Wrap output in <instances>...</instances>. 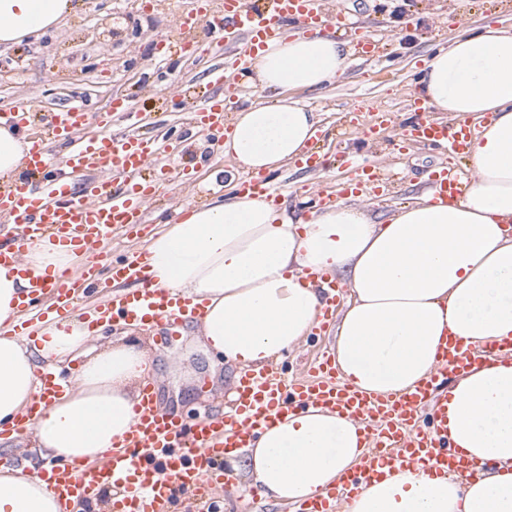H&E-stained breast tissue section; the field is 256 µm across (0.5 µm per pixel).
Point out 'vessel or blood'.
<instances>
[{
    "instance_id": "1",
    "label": "vessel or blood",
    "mask_w": 512,
    "mask_h": 512,
    "mask_svg": "<svg viewBox=\"0 0 512 512\" xmlns=\"http://www.w3.org/2000/svg\"><path fill=\"white\" fill-rule=\"evenodd\" d=\"M211 5L212 0H198L196 9L182 15L174 38L185 51L200 33L224 46L223 61L212 67L196 103L186 106L184 119L187 128L219 144L224 141L228 78L245 76L258 48L286 26L329 25L351 38L363 54L375 50L370 38L353 29L343 15L327 14L322 0H223L216 11ZM409 108L416 119L400 127L383 108L364 101L356 106L358 112H374L376 128H397L400 143L445 146L452 155L466 157L475 136L467 122L429 119L427 107L416 97L410 98ZM88 124L83 104L74 101L51 112L41 131L32 134L22 158V176L0 187V218L13 229L8 244L0 243V265L17 263L29 244L46 238L72 245L87 256L86 270L78 275H29L28 292L19 304L22 313L58 320L75 316L80 303L97 287L98 271L103 268L124 289L109 293L94 307L89 327L118 322L179 335L185 320L202 319V306L157 287L145 253L135 252L116 262L99 249L113 234L145 223L149 207L164 188L162 176L170 171L171 150L148 143L132 129L113 131L111 120L105 117L99 120L97 133L88 138L84 135ZM57 141L69 143L64 155L53 152ZM152 162L159 176L144 177ZM430 177L438 195L447 198L460 197L467 188L449 166L432 171ZM320 282L324 300L319 321L324 324L336 312L340 289L329 276H321ZM506 348L512 350V341L474 346L449 339L430 376L389 398L357 391L351 383L337 380L326 355L308 380H286L264 365L240 374L230 410L203 412L190 427L178 414L160 406L154 385L147 382L134 406L131 430L118 449L91 466L78 461L59 463L46 472L45 479L64 506L72 497L90 498L108 486L112 512H168L169 490L174 484L202 503L212 482L234 485L233 472L223 466L225 459L247 447L258 431L272 427L282 415L310 407L361 420L369 451L335 484L303 500L298 512H334L341 497L384 477L389 469L419 464L432 476H474L477 465L448 442L444 389L450 377L473 364L491 362ZM39 378L43 404L68 385L64 376L48 369Z\"/></svg>"
}]
</instances>
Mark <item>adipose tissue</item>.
I'll return each instance as SVG.
<instances>
[{"label":"adipose tissue","instance_id":"ef3b65f1","mask_svg":"<svg viewBox=\"0 0 512 512\" xmlns=\"http://www.w3.org/2000/svg\"><path fill=\"white\" fill-rule=\"evenodd\" d=\"M70 9L71 0H0V44L62 28ZM351 63L346 41L329 32L270 40L245 81L272 100L239 111L224 156L257 175L296 159L318 115L295 92L334 84ZM416 88L433 111L480 127L458 199L447 203L428 189L381 220L342 200L303 218L266 196L236 193L190 209L151 238L157 283L205 306L206 352L247 368L293 349L322 307L312 273L335 275L349 290L332 353L340 376L369 393L411 389L436 367L445 336L512 339V28L460 29L425 60ZM21 259V267H0V424L38 399L42 363L75 354L85 361L33 427L37 460L0 465V512H60L40 462L101 461L129 432L134 384L151 366L134 343L94 350L75 320L44 326L33 341L3 335L29 287L21 269L57 273L76 256L40 240ZM447 415L449 440L486 476L470 482L402 470L361 486L347 512H512V355L455 378ZM364 453L357 419L310 408L258 432L240 450L239 469L261 496L293 503L332 485Z\"/></svg>","mask_w":512,"mask_h":512}]
</instances>
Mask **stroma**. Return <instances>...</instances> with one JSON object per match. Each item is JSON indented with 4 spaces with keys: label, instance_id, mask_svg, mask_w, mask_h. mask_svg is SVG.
<instances>
[{
    "label": "stroma",
    "instance_id": "1",
    "mask_svg": "<svg viewBox=\"0 0 512 512\" xmlns=\"http://www.w3.org/2000/svg\"><path fill=\"white\" fill-rule=\"evenodd\" d=\"M329 10H343L368 26L379 41L377 57L357 61L336 83L320 91L301 93V100L320 114L322 145L329 162L311 171L286 164L270 173L279 201L287 209L301 211L299 195L336 189L348 176L345 162L353 156L380 168L400 172L391 198L374 202L372 213L383 218L407 203L425 186L428 173L446 162V152L424 145H412L397 156L391 132L368 138L362 125L374 122L364 114L352 123L349 109L370 99L395 117L406 114L407 98L415 93L417 71L431 52L447 45L456 33L448 15L456 0H325ZM120 0H73L74 10L60 30L47 31L39 41L4 47L0 60L21 65L20 74L0 79V112L18 102L34 100L32 128L43 125L49 109L72 97L84 98L91 110L106 109L113 98L131 97L139 109V131L148 138L171 137L182 122L181 113L169 99L171 81L191 92L199 86L221 47L160 60L154 38L172 33L175 18L191 8L192 0H142V15L122 19L115 12ZM208 152L206 139L184 145L176 156L179 167L192 169L191 180L172 179L157 210L186 204L202 205L212 199L229 197L221 170L229 160L202 163ZM135 341L150 356L160 379L159 396L165 408L193 421L204 410H223L240 369L232 364L216 365L203 353L200 326L191 323L181 335L170 338L159 332H142L107 325L92 340L96 348ZM216 512H291L286 502L267 499L257 490L237 482L235 489L216 491Z\"/></svg>",
    "mask_w": 512,
    "mask_h": 512
}]
</instances>
